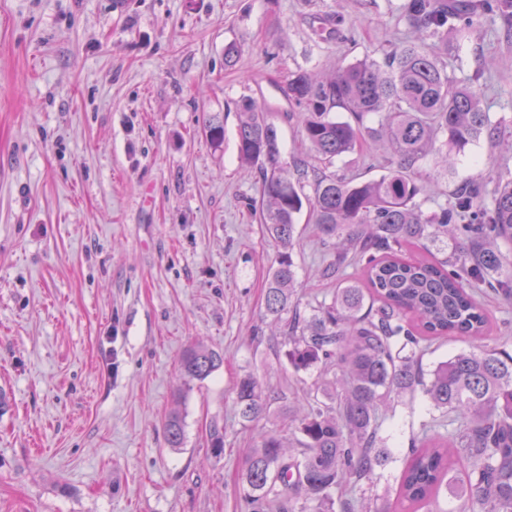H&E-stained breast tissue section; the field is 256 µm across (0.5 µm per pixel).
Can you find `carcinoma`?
Here are the masks:
<instances>
[{
	"instance_id": "1",
	"label": "carcinoma",
	"mask_w": 512,
	"mask_h": 512,
	"mask_svg": "<svg viewBox=\"0 0 512 512\" xmlns=\"http://www.w3.org/2000/svg\"><path fill=\"white\" fill-rule=\"evenodd\" d=\"M488 10L512 23V0H488ZM405 17L415 40L397 45L384 64L364 60L318 80L304 70L288 78V98L303 105V133L315 153L332 160L353 152L379 117L376 135L397 164L363 181L299 171L284 175L276 126L250 100L241 104L240 160L261 173L260 223L290 248L296 218L309 204L314 223L337 237L329 271L338 286L329 305L298 312L297 278L290 253L281 254L268 279L266 311L285 321L289 364L297 371L336 368L334 385L322 381L308 409L288 407L297 423L294 455L282 438L262 434L248 449L240 474L249 512H358L364 486L396 461L378 447L380 409L421 390L435 410L403 455L397 497L420 512H512V355L479 346L489 329L474 289L487 285L512 300V178H497L491 204L473 182L431 215L415 199L422 186L411 171L429 154L452 168L459 155L491 131L481 94L453 81L429 46L460 47L475 24L468 0H408ZM340 108L351 115H333ZM312 195H307L306 187ZM349 267L362 270L350 278ZM466 337L475 348L426 373L421 343ZM224 363L212 348L190 345L180 366L186 382L204 380ZM239 416L253 422L270 410L257 380L236 388ZM170 447L184 443L180 408L164 424ZM466 470L454 471L458 460Z\"/></svg>"
}]
</instances>
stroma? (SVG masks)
<instances>
[{"label": "stroma", "instance_id": "stroma-1", "mask_svg": "<svg viewBox=\"0 0 512 512\" xmlns=\"http://www.w3.org/2000/svg\"><path fill=\"white\" fill-rule=\"evenodd\" d=\"M405 0H0V512H246L247 448L287 434L272 414L243 421L236 385L311 402L316 370L284 357L265 308L283 251L302 311L331 303L335 255L309 210L291 248L255 212L260 174L242 163L241 100L265 107L283 161L368 180L387 173L382 142L330 161L302 139L288 75L383 61L413 40ZM481 14L438 62L477 79L492 126L512 132V38ZM240 49L234 66L224 49ZM217 119L213 145L204 124ZM424 211L462 185L512 175V151L481 142L452 172L419 161ZM487 347L512 353V304L491 290ZM223 353L184 382L179 358ZM185 417L182 447L164 421ZM430 408L422 392L387 410L386 445L406 447ZM223 429L213 452L209 427ZM224 363L219 351L201 345H189L182 353L180 366L187 383L204 380Z\"/></svg>", "mask_w": 512, "mask_h": 512}]
</instances>
